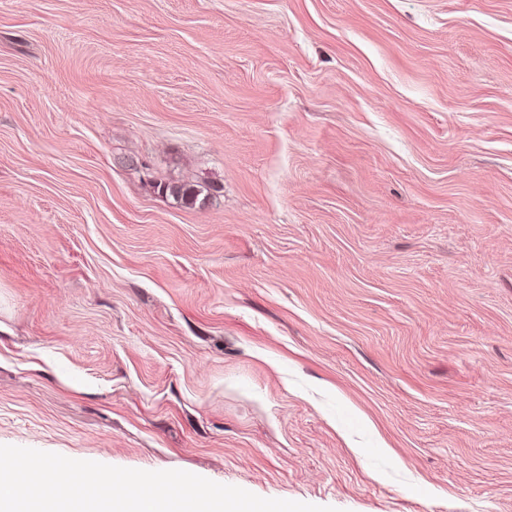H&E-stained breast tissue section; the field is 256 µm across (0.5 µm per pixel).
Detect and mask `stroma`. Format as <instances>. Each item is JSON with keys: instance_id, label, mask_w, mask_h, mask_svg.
I'll list each match as a JSON object with an SVG mask.
<instances>
[{"instance_id": "1", "label": "stroma", "mask_w": 512, "mask_h": 512, "mask_svg": "<svg viewBox=\"0 0 512 512\" xmlns=\"http://www.w3.org/2000/svg\"><path fill=\"white\" fill-rule=\"evenodd\" d=\"M0 444L512 512V0H0Z\"/></svg>"}]
</instances>
